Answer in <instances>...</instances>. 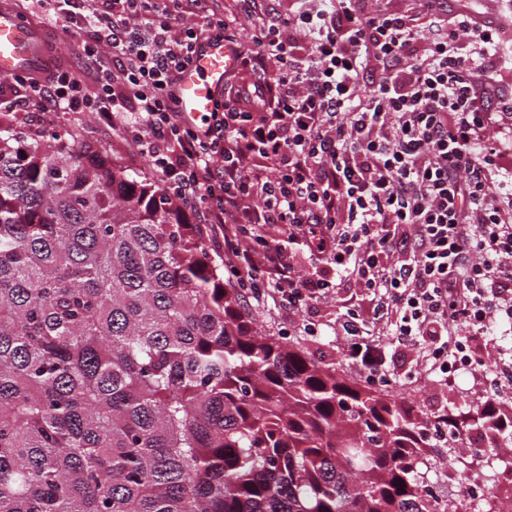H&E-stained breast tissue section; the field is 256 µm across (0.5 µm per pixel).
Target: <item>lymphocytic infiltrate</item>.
<instances>
[{"label": "lymphocytic infiltrate", "instance_id": "f902f5d3", "mask_svg": "<svg viewBox=\"0 0 512 512\" xmlns=\"http://www.w3.org/2000/svg\"><path fill=\"white\" fill-rule=\"evenodd\" d=\"M36 2L64 6L93 68L17 76L24 93L1 92V111L92 112L121 130L176 206L223 240L225 273L253 299L273 290L292 314L347 281L384 294L377 315L394 316L399 342L430 343L443 383L483 365L484 347L459 329L512 318V173L493 136L512 99L488 106L500 92L492 30L449 15L448 0H419L416 16L299 0L298 15L264 21L239 44L223 111L190 126L178 75L200 43L226 39L227 22L173 29L170 0ZM399 244L404 260L387 264ZM299 251L324 259L321 275L299 274ZM338 335L348 366L378 373L381 351L359 341L355 316Z\"/></svg>", "mask_w": 512, "mask_h": 512}]
</instances>
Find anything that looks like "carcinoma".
Wrapping results in <instances>:
<instances>
[{"mask_svg": "<svg viewBox=\"0 0 512 512\" xmlns=\"http://www.w3.org/2000/svg\"><path fill=\"white\" fill-rule=\"evenodd\" d=\"M0 113V512H503L425 418L258 331L157 179ZM448 447L512 413L453 407ZM430 437L433 439V442H431L434 444V448H426L428 458L432 459L433 462L437 461L436 476L433 475V486L443 494L460 495L468 499L469 496H472L470 485L480 480L477 476L480 474L489 455V436L482 429L467 431V436L464 439L465 448L463 456H466L469 462L472 459L477 461L476 465H469L467 473H460L453 466V459H451L453 457L448 458V448H439L440 444L435 441V435L432 431L430 432ZM465 475L468 477L463 479Z\"/></svg>", "mask_w": 512, "mask_h": 512, "instance_id": "obj_1", "label": "carcinoma"}]
</instances>
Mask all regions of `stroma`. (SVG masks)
Segmentation results:
<instances>
[{"label": "stroma", "instance_id": "35a3bbf8", "mask_svg": "<svg viewBox=\"0 0 512 512\" xmlns=\"http://www.w3.org/2000/svg\"><path fill=\"white\" fill-rule=\"evenodd\" d=\"M286 7L285 0H258L256 14L251 17L243 11L239 0H205V5L201 8L195 5L194 0H185L182 10L175 14V24L180 28L190 27L202 23L208 17H226L232 21V31L242 40L248 36L256 15L270 13L275 8L283 10ZM17 8L30 13L31 27L44 33L56 45V60L64 62L76 72H85L87 59L79 39L64 27L57 13L36 8L31 0H18ZM448 11L452 14L465 13L481 24L503 30L504 35L499 39L497 53L506 64L512 61V0H448ZM57 121L85 128L88 132L87 143L111 155L131 173L142 177L152 176L149 159L133 154L121 131L100 126L92 113L51 112L43 116L41 123L46 126ZM351 307L360 315V326L366 342L376 343L384 349L390 373L389 379L385 381L359 374L355 377L356 382L427 414L446 412L453 405H474L476 397L499 380L503 365L512 364V320L502 318L493 324L486 339L492 350V358L488 360L485 370L460 368L455 374L453 386H438L426 368L422 349L399 345L390 327L384 321L374 318V303L370 297L354 294L352 288L347 286L339 288L335 294L320 303L302 307L298 311V320L317 323V335L300 337L292 331L285 335L288 340L298 341L316 362L333 363L339 369H346V349L336 336V328ZM489 446L490 439L484 430L468 431L463 454L471 460L472 465L464 474L453 466L447 449H429L428 456L436 463V474L433 478L435 488L446 495L470 496L471 485L476 482L481 472Z\"/></svg>", "mask_w": 512, "mask_h": 512}]
</instances>
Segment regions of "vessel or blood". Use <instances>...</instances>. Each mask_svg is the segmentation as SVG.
Here are the masks:
<instances>
[{
	"mask_svg": "<svg viewBox=\"0 0 512 512\" xmlns=\"http://www.w3.org/2000/svg\"><path fill=\"white\" fill-rule=\"evenodd\" d=\"M48 57L42 37L12 10L0 7V77L37 71L47 64ZM236 65L235 47L230 43L218 40L198 48L193 64L178 76L181 121L196 125L212 112L215 100L224 92L227 74Z\"/></svg>",
	"mask_w": 512,
	"mask_h": 512,
	"instance_id": "vessel-or-blood-1",
	"label": "vessel or blood"
}]
</instances>
